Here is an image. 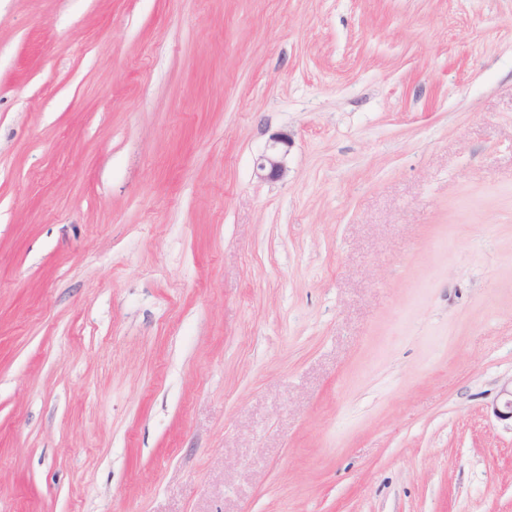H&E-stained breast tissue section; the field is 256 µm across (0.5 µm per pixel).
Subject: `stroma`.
Listing matches in <instances>:
<instances>
[{
	"label": "stroma",
	"mask_w": 512,
	"mask_h": 512,
	"mask_svg": "<svg viewBox=\"0 0 512 512\" xmlns=\"http://www.w3.org/2000/svg\"><path fill=\"white\" fill-rule=\"evenodd\" d=\"M510 381L512 0H0V512H512ZM291 146L292 139L288 133H273L269 137L265 150L256 159L258 177L269 181L282 179L287 171L286 159Z\"/></svg>",
	"instance_id": "stroma-1"
}]
</instances>
